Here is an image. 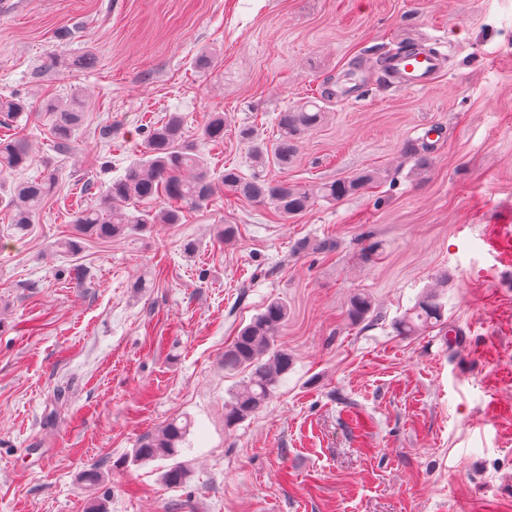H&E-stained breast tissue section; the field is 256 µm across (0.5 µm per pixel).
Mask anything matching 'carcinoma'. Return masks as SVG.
I'll return each mask as SVG.
<instances>
[{"label": "carcinoma", "instance_id": "obj_1", "mask_svg": "<svg viewBox=\"0 0 512 512\" xmlns=\"http://www.w3.org/2000/svg\"><path fill=\"white\" fill-rule=\"evenodd\" d=\"M45 108L52 113L49 127L52 147L59 153H69L82 121L78 97L71 98L65 105L51 99ZM28 111L27 101L21 98H0V123L4 125ZM325 117L326 112L321 107L308 101L278 113L272 144L261 142L251 126L239 127L238 137L248 145L253 166L262 168L274 162L286 167L296 153L298 140L321 125ZM201 135L215 145L224 142V113H210ZM32 162L26 135L14 133L0 137V207L11 212L12 224L19 232L27 230L33 223V218L57 185L55 176L49 174L38 181L19 182L6 188L5 179ZM380 179V172L368 170L312 189L286 180L265 179L255 171L246 174L235 165L214 176L197 148L184 140L182 118L174 112L166 121L150 129L140 155L124 168L121 175L112 179L100 194L97 207L78 213L74 234L58 241L55 247L74 254L80 249V241L86 238L108 241L141 232L152 224H180L186 218L184 206H200L218 190L239 201L267 205L274 216L290 219L305 214L319 199L336 202ZM158 200L165 201L166 206L153 208L152 204ZM370 309V300L359 294L350 302L349 316L359 322L366 318ZM287 318V305L277 299L270 301L224 350V369L247 373L246 379L232 391L225 404L226 427L236 426L262 408L291 369L292 355L276 343ZM443 323L444 307L439 295L430 290L417 299L410 312L396 323L395 329L405 336H413ZM190 427L188 418L169 421L158 433L140 442L133 452L134 461L145 463L168 459L171 464L162 474L165 485L170 488L187 485L191 471L187 464L178 461V456Z\"/></svg>", "mask_w": 512, "mask_h": 512}]
</instances>
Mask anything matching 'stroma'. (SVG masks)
I'll use <instances>...</instances> for the list:
<instances>
[{"label": "stroma", "instance_id": "35a3bbf8", "mask_svg": "<svg viewBox=\"0 0 512 512\" xmlns=\"http://www.w3.org/2000/svg\"><path fill=\"white\" fill-rule=\"evenodd\" d=\"M407 45L443 58L428 88L380 78ZM83 54L95 69L49 66ZM74 95L60 154L43 104ZM0 96L30 104L15 181L57 180L27 233L0 211V512H88L94 467L107 512H512V0H0ZM315 98L324 123L262 176L380 182L287 222L218 194L182 223L56 250L96 203L86 184L106 189L152 123L179 113L196 141L223 113V144L202 148L217 174L249 164L240 126L273 139L278 112ZM433 126L419 174L406 150ZM430 286L444 324L399 335ZM273 299L293 365L225 428L242 375L224 349ZM185 416L192 479L170 488L166 461L132 454Z\"/></svg>", "mask_w": 512, "mask_h": 512}]
</instances>
